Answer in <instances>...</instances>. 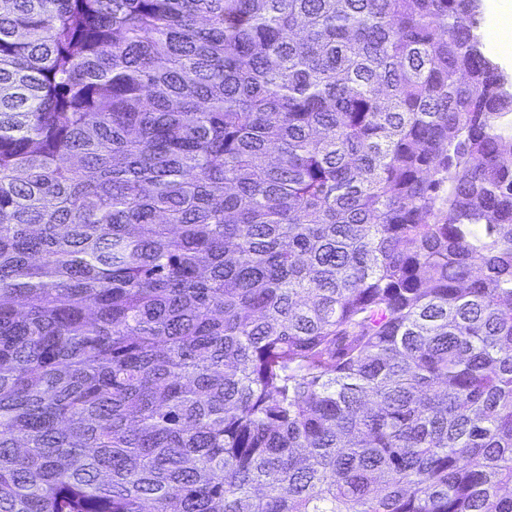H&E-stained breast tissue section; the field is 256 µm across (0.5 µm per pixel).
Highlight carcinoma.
<instances>
[{"mask_svg": "<svg viewBox=\"0 0 512 512\" xmlns=\"http://www.w3.org/2000/svg\"><path fill=\"white\" fill-rule=\"evenodd\" d=\"M468 2L0 0V512H512Z\"/></svg>", "mask_w": 512, "mask_h": 512, "instance_id": "carcinoma-1", "label": "carcinoma"}]
</instances>
